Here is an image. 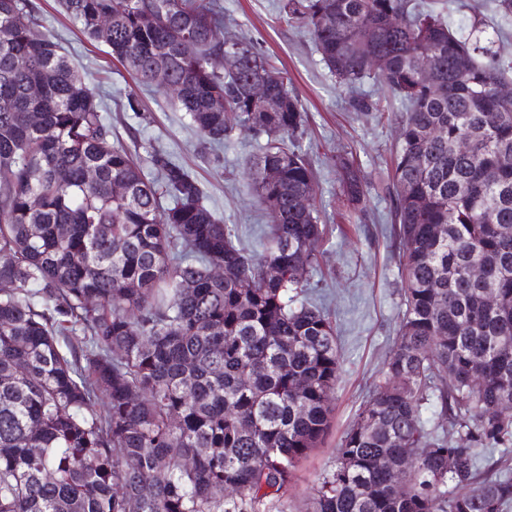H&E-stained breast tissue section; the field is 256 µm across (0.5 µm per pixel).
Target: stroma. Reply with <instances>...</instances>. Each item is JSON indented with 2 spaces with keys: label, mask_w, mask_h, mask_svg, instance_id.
I'll return each mask as SVG.
<instances>
[{
  "label": "stroma",
  "mask_w": 512,
  "mask_h": 512,
  "mask_svg": "<svg viewBox=\"0 0 512 512\" xmlns=\"http://www.w3.org/2000/svg\"><path fill=\"white\" fill-rule=\"evenodd\" d=\"M42 30L58 41L63 53L102 107L105 121L140 161L147 176L155 171L149 154L161 150L195 176L205 204L222 223L237 227L240 241L258 248L268 222L247 177L259 139L235 134L223 149L206 147L177 101L139 84L113 59L108 47L88 38L72 22L59 0H36ZM224 35L250 43L273 57L292 79L305 112L298 142L313 172L315 200L321 207L326 235L321 269L310 276V297L335 319L343 360L334 398L332 429L325 442L304 462L291 492L290 512H305L314 487L336 464L335 448L360 407L382 379L386 358L396 346L402 318V282L391 235L392 184L389 178L397 146V126L359 110L374 101L371 81L355 87L338 84L324 64L307 30L280 19V0H219ZM455 32L468 35L475 17L499 29L496 49L512 62V17L498 13L494 0H438ZM136 99L130 110L128 99ZM352 152L369 183L366 212L351 214L342 194L334 158Z\"/></svg>",
  "instance_id": "1"
}]
</instances>
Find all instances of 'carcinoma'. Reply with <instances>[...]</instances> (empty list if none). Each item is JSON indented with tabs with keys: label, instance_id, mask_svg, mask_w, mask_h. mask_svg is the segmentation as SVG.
Segmentation results:
<instances>
[{
	"label": "carcinoma",
	"instance_id": "1",
	"mask_svg": "<svg viewBox=\"0 0 512 512\" xmlns=\"http://www.w3.org/2000/svg\"><path fill=\"white\" fill-rule=\"evenodd\" d=\"M62 7L140 83L174 90L202 143L265 139L248 174L271 224L261 250L236 244L162 151L148 180L33 0H0V512H287L342 371L335 323L298 300L326 227L295 205L314 184L288 73L244 46L278 107L251 99L216 0ZM280 17L339 82L370 79L404 106L398 343L307 512H505L512 467L479 461L512 443V99L489 90L512 64L483 20L463 37L413 0H283ZM336 168L362 213L353 154ZM426 405L448 433H427Z\"/></svg>",
	"mask_w": 512,
	"mask_h": 512
}]
</instances>
